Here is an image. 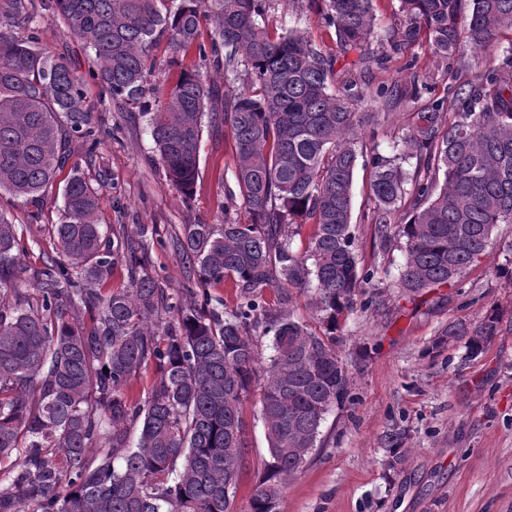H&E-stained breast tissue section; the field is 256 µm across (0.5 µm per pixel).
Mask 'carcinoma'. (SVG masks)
Here are the masks:
<instances>
[{
    "label": "carcinoma",
    "mask_w": 512,
    "mask_h": 512,
    "mask_svg": "<svg viewBox=\"0 0 512 512\" xmlns=\"http://www.w3.org/2000/svg\"><path fill=\"white\" fill-rule=\"evenodd\" d=\"M269 2L41 0L92 53L102 104L145 97L160 38L168 66L197 51L200 65L180 70L142 113L158 163L185 197L198 176L204 118L229 129L235 154L224 168V223L184 224L172 240L197 273L202 312L138 271L127 237H106L97 222L100 187L77 164L62 187L65 220L52 225L61 258L37 273L35 302L15 284L23 233L0 214V512H234L246 455L242 402L253 391L268 460L251 512H275L318 446L326 415L349 398L336 319L373 279L360 273L352 230L359 160L371 166L368 218L383 240L408 207L397 226L405 238L398 283L408 293L460 277L496 226L512 224V44L501 64L453 87V122L445 99H434L384 156L355 133L363 78L383 64L366 50L372 0H315L342 57L357 53L341 67L304 33L271 30ZM39 18L33 0H0V191L31 202L46 197L67 165L68 138L91 149L99 143L82 79L38 48ZM505 30L512 0H399L391 48L424 34L432 54L446 59L463 45L493 49ZM208 66L223 72L224 86L209 79ZM418 95L416 80L376 92L386 103ZM412 159L409 172L403 163ZM239 208L244 223L232 216ZM304 224L314 230L300 253L292 237ZM121 258L131 264L128 284L100 287ZM227 280L236 288L231 309L207 292ZM309 289L325 323L320 334L290 309L292 292ZM164 309L171 320L151 328ZM76 314L88 322H70ZM497 324L494 313L472 331L451 323L432 348L464 337L475 359ZM256 331L272 339L266 364ZM150 365L158 380L144 399H129L126 387Z\"/></svg>",
    "instance_id": "carcinoma-1"
}]
</instances>
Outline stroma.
<instances>
[{"label":"stroma","mask_w":512,"mask_h":512,"mask_svg":"<svg viewBox=\"0 0 512 512\" xmlns=\"http://www.w3.org/2000/svg\"><path fill=\"white\" fill-rule=\"evenodd\" d=\"M268 22L337 50L333 31L311 0H274ZM38 46L66 59L78 76L89 77L94 68L92 56L57 19L42 17ZM486 62L466 45L450 59L436 58L422 38L374 71L361 109L379 115V152L390 155L421 103L446 96V70H478ZM417 72L429 83L418 101L387 107L376 99L377 86L407 85ZM98 94V86L90 85L89 101L98 107L94 122L108 133L105 143L91 155L79 140L70 144L72 161L91 181L104 183L97 219L116 232L137 224L154 228L161 242L142 253L145 272L182 303H193V275L171 240L184 224L223 223L224 166L232 161V140L205 128L199 177L192 198H185L154 162L142 105L101 107ZM55 185L40 205L0 193V214L24 230L26 250L17 263L26 296L33 293L32 271L54 254L49 229L62 219L63 179ZM353 195L360 267L375 277L373 288L358 290L355 308L336 327V351L352 376L350 400L328 414L321 447L289 482L277 512H512V287L505 278L512 267V224L497 226L487 252L460 282L412 295L397 285L403 238L381 242L374 224L363 218L371 203L368 171H358ZM492 312L498 332L477 359L467 357L461 340L432 351L448 323L473 328ZM243 417L247 467L235 512H250L251 487L268 458L257 397L247 398ZM394 436L403 460L392 466L387 459Z\"/></svg>","instance_id":"stroma-1"}]
</instances>
